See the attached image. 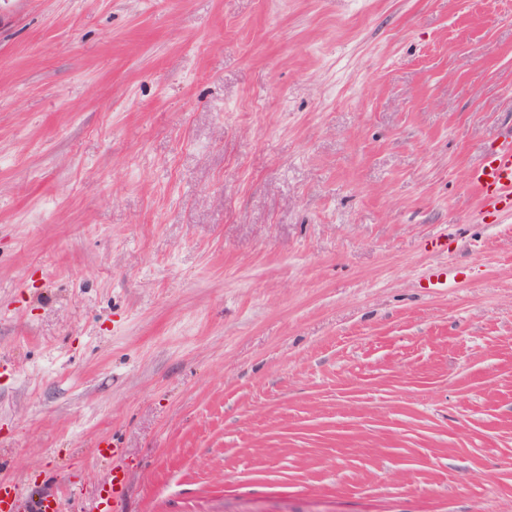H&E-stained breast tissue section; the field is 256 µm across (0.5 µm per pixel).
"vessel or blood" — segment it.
I'll return each mask as SVG.
<instances>
[{
	"instance_id": "vessel-or-blood-1",
	"label": "vessel or blood",
	"mask_w": 512,
	"mask_h": 512,
	"mask_svg": "<svg viewBox=\"0 0 512 512\" xmlns=\"http://www.w3.org/2000/svg\"><path fill=\"white\" fill-rule=\"evenodd\" d=\"M469 180L483 206L512 212V134L485 151ZM119 455L116 442L109 437L101 439L95 448L97 460L111 465L95 505L97 512L123 510L128 473L118 464ZM0 512H62V502L56 493L46 490L33 499L18 484L0 481Z\"/></svg>"
}]
</instances>
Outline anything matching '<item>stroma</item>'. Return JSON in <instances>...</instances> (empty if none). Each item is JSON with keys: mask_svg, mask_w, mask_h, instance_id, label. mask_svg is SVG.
Masks as SVG:
<instances>
[{"mask_svg": "<svg viewBox=\"0 0 512 512\" xmlns=\"http://www.w3.org/2000/svg\"><path fill=\"white\" fill-rule=\"evenodd\" d=\"M510 127L512 0H0V481L512 512ZM469 180L483 206L512 212V132L485 151ZM120 449L112 437L101 439L95 448L97 460L112 463L95 505L97 512H123L128 473L123 466L115 462L120 455Z\"/></svg>", "mask_w": 512, "mask_h": 512, "instance_id": "stroma-1", "label": "stroma"}]
</instances>
